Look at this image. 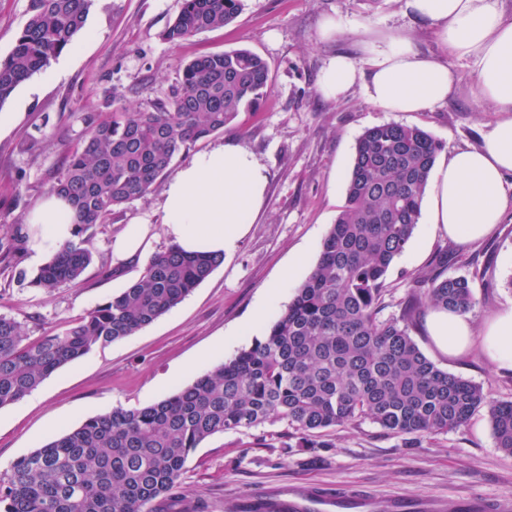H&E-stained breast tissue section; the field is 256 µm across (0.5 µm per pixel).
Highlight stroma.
Returning <instances> with one entry per match:
<instances>
[{"label": "stroma", "mask_w": 512, "mask_h": 512, "mask_svg": "<svg viewBox=\"0 0 512 512\" xmlns=\"http://www.w3.org/2000/svg\"><path fill=\"white\" fill-rule=\"evenodd\" d=\"M181 5L94 0L71 47L0 105L17 115L12 129L0 135V229L18 238L15 249L0 251V314L21 322L33 339L58 333L139 279L146 258L112 261V242L131 218L151 223L150 253L169 247L157 189L90 230L94 261L82 282L45 293L16 279L17 271L39 267L30 247L37 229L26 217L80 140L83 115L106 111L111 100L134 110L151 108L199 54L247 48L270 67L271 91L259 110L240 113L224 133L196 146L201 152L232 141L250 148L268 171L265 205L234 252L173 310L132 336L93 349L18 403L0 408V479L55 434L115 408L153 404L262 336L309 276L344 202L356 141L366 128L387 122L421 127L442 142L444 161L480 144L499 118L476 92L472 62L445 51L428 24L404 15L401 0H243L235 22L173 45L160 33ZM327 16L352 27L353 35L321 39L319 24ZM393 27L408 28L423 53L458 74L448 103L429 112H386L358 85L335 100L321 96L319 74L330 56L357 55L360 35ZM443 253L447 275L486 271L473 282L481 300L469 314L475 324L512 308L511 208L491 236L469 245L419 222L388 272L383 317L401 314L407 278L434 269ZM289 268L293 277L281 283ZM277 284L278 300L265 305ZM410 334L443 370L480 384L493 399L512 401V371L496 367L480 349L448 358L422 320ZM329 440L327 448L294 446L282 422L213 436L186 464L176 512H224L225 501L303 482L365 487L385 510L397 496H438L451 507L467 493L512 497V455L496 447L483 410L444 434L397 437L366 420L331 430Z\"/></svg>", "instance_id": "obj_1"}]
</instances>
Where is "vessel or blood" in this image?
<instances>
[{
  "mask_svg": "<svg viewBox=\"0 0 512 512\" xmlns=\"http://www.w3.org/2000/svg\"><path fill=\"white\" fill-rule=\"evenodd\" d=\"M250 512H376L375 497L365 490L318 487L312 483L272 489L248 501ZM460 512H512V499L484 494L464 495L458 504ZM394 512H445L439 498H420L414 501L399 498Z\"/></svg>",
  "mask_w": 512,
  "mask_h": 512,
  "instance_id": "obj_1",
  "label": "vessel or blood"
}]
</instances>
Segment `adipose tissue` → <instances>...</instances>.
<instances>
[{
  "instance_id": "ef3b65f1",
  "label": "adipose tissue",
  "mask_w": 512,
  "mask_h": 512,
  "mask_svg": "<svg viewBox=\"0 0 512 512\" xmlns=\"http://www.w3.org/2000/svg\"><path fill=\"white\" fill-rule=\"evenodd\" d=\"M500 0H404V11L431 24L442 47L472 60L476 91L500 112L483 142L451 153L438 171L427 219L450 240L472 243L491 235L512 205L506 183L512 178V18ZM360 54H339L322 68L319 90L337 99L362 84L368 100L388 112H426L445 103L458 76L422 53L406 30L360 40ZM265 167L244 145L222 143L196 153L166 183L163 228L170 243L187 253H231L260 213L265 199ZM39 229L36 254L55 252L73 237L72 212L63 199L48 195L27 217ZM429 334L444 354L458 357L480 344L498 367L512 370V309L482 327L467 315L430 310Z\"/></svg>"
}]
</instances>
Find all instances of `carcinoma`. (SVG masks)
I'll return each mask as SVG.
<instances>
[{
    "label": "carcinoma",
    "instance_id": "cac0c4a2",
    "mask_svg": "<svg viewBox=\"0 0 512 512\" xmlns=\"http://www.w3.org/2000/svg\"><path fill=\"white\" fill-rule=\"evenodd\" d=\"M92 0H28L27 20L0 59V106L47 69L83 28ZM242 0H182L162 32L178 44L231 24ZM270 67L239 48L189 61L169 95L149 110L86 114L84 135L48 192L73 209L74 239L20 284L50 292L80 280L94 261L84 234L144 197L177 157L224 133L268 95ZM442 143L417 126L383 123L358 137L344 204L307 279L261 337L166 398L95 415L17 460L0 481L3 512H154L176 498L189 456L210 437L284 422L303 448L325 432L365 420L397 436L448 433L487 409L496 447L512 454V401L439 368L410 335L426 309L469 313L471 281L438 270L408 282L397 318L381 312L387 273L409 244ZM222 263L175 245L142 276L62 333L32 340L0 315V408L15 404L65 365L149 326Z\"/></svg>",
    "mask_w": 512,
    "mask_h": 512
}]
</instances>
